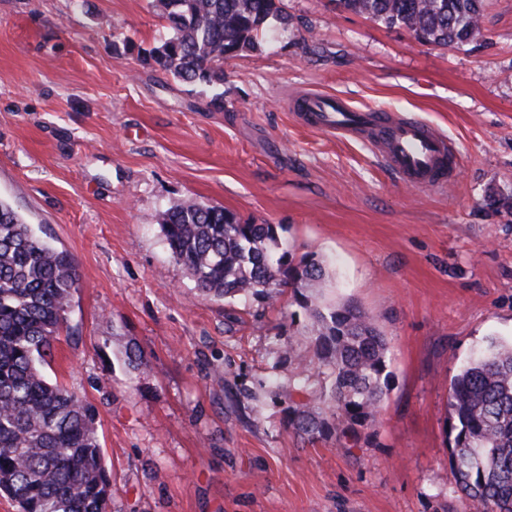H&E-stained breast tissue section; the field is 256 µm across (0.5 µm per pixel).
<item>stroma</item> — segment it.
Segmentation results:
<instances>
[{
	"label": "stroma",
	"instance_id": "obj_1",
	"mask_svg": "<svg viewBox=\"0 0 512 512\" xmlns=\"http://www.w3.org/2000/svg\"><path fill=\"white\" fill-rule=\"evenodd\" d=\"M284 3L287 26L225 60L218 105L145 60L168 31L153 0H0V199L80 279L46 372L97 411L110 512H464L450 381L512 340V0L461 49ZM305 90L428 123L459 179L412 189L359 139L300 126L286 96ZM186 200L276 225L375 317L390 390L355 447L289 430L271 388L311 352L305 318L200 295L160 227Z\"/></svg>",
	"mask_w": 512,
	"mask_h": 512
}]
</instances>
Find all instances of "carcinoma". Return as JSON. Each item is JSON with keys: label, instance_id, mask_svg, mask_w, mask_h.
I'll list each match as a JSON object with an SVG mask.
<instances>
[{"label": "carcinoma", "instance_id": "carcinoma-1", "mask_svg": "<svg viewBox=\"0 0 512 512\" xmlns=\"http://www.w3.org/2000/svg\"><path fill=\"white\" fill-rule=\"evenodd\" d=\"M170 23L146 59L181 82L216 90L224 59L261 46L270 21L288 23L283 0H156ZM339 8L421 43L464 48L481 33L486 0H336ZM161 231L199 292L217 299L262 297L292 304L307 319L313 357L292 360L288 427L303 439L351 447L376 425L389 381V345L373 317L327 299L328 269L300 257L273 224H243L222 207L193 200L167 209ZM79 276L0 199V493L20 512H108L111 482L95 410L45 367L59 340ZM449 460L465 512H512V342H487L452 378Z\"/></svg>", "mask_w": 512, "mask_h": 512}]
</instances>
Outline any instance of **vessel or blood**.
Segmentation results:
<instances>
[{"label":"vessel or blood","instance_id":"b4317fda","mask_svg":"<svg viewBox=\"0 0 512 512\" xmlns=\"http://www.w3.org/2000/svg\"><path fill=\"white\" fill-rule=\"evenodd\" d=\"M289 106L305 125L321 132L359 137L396 177L415 188L450 184L460 163L455 145L419 120L389 112L362 113L334 95L304 92Z\"/></svg>","mask_w":512,"mask_h":512}]
</instances>
